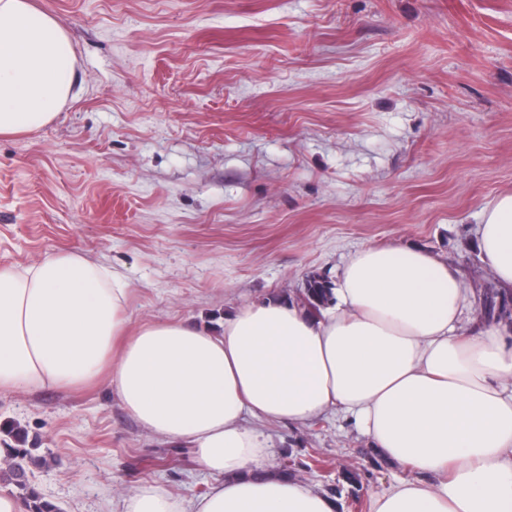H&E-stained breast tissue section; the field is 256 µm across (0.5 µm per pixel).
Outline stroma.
I'll return each mask as SVG.
<instances>
[{
  "mask_svg": "<svg viewBox=\"0 0 512 512\" xmlns=\"http://www.w3.org/2000/svg\"><path fill=\"white\" fill-rule=\"evenodd\" d=\"M68 33L77 95L0 137V268L72 251L118 274L131 326L225 317L375 244L447 259L489 316L482 207L512 193V0H32ZM273 471L370 512L409 472L353 418L266 425ZM0 443L35 449L60 512L157 483L208 489L190 448L143 430L108 383L0 392ZM318 453L312 462L310 453Z\"/></svg>",
  "mask_w": 512,
  "mask_h": 512,
  "instance_id": "1",
  "label": "stroma"
}]
</instances>
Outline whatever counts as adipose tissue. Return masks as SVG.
Here are the masks:
<instances>
[{
    "label": "adipose tissue",
    "instance_id": "ef3b65f1",
    "mask_svg": "<svg viewBox=\"0 0 512 512\" xmlns=\"http://www.w3.org/2000/svg\"><path fill=\"white\" fill-rule=\"evenodd\" d=\"M66 31L29 0H0V135L34 132L73 93ZM479 249L512 291V194L482 208ZM320 316L268 299L221 333L185 322L131 328L127 284L80 254L0 269V392L78 390L106 378L147 432L192 448L213 476L191 500L144 483L117 512H335L275 473L261 423L352 414L373 448L410 468L371 512H512V343L496 323L461 336L473 295L417 247L367 245Z\"/></svg>",
    "mask_w": 512,
    "mask_h": 512
}]
</instances>
